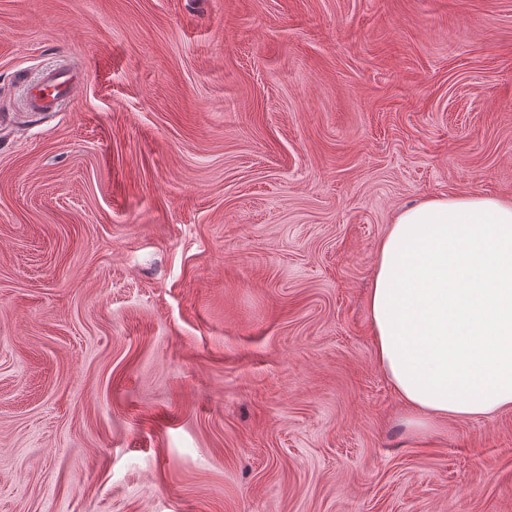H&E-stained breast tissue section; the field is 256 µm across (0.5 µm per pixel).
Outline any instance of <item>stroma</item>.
Segmentation results:
<instances>
[{"instance_id":"obj_1","label":"stroma","mask_w":512,"mask_h":512,"mask_svg":"<svg viewBox=\"0 0 512 512\" xmlns=\"http://www.w3.org/2000/svg\"><path fill=\"white\" fill-rule=\"evenodd\" d=\"M470 192L512 0H0V512H512V410L416 433L369 324ZM78 85V79L69 72H47L30 87L27 103L38 112L52 111L69 102Z\"/></svg>"}]
</instances>
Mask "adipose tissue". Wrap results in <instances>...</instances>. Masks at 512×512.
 <instances>
[{
  "label": "adipose tissue",
  "instance_id": "adipose-tissue-1",
  "mask_svg": "<svg viewBox=\"0 0 512 512\" xmlns=\"http://www.w3.org/2000/svg\"><path fill=\"white\" fill-rule=\"evenodd\" d=\"M368 307L378 366L418 428L512 410V200L440 195L399 212Z\"/></svg>",
  "mask_w": 512,
  "mask_h": 512
}]
</instances>
